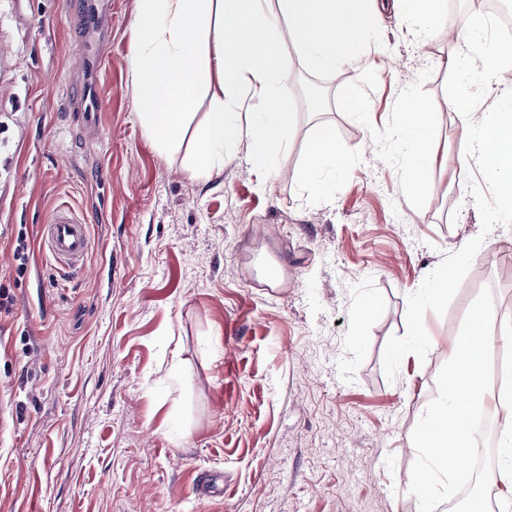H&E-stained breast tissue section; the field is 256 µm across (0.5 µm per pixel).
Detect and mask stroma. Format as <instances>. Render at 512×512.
Here are the masks:
<instances>
[{
	"instance_id": "stroma-1",
	"label": "stroma",
	"mask_w": 512,
	"mask_h": 512,
	"mask_svg": "<svg viewBox=\"0 0 512 512\" xmlns=\"http://www.w3.org/2000/svg\"><path fill=\"white\" fill-rule=\"evenodd\" d=\"M81 7L0 0V285L13 299L0 314V512H441L462 482L422 503L421 431L472 309L512 317V226L485 238L445 313H425L426 359L404 357L391 381L383 350L406 331L408 296L481 231L441 64L475 0H442L424 38L385 14L359 67L316 70L286 45L287 150L257 168L247 142L227 143L207 179L187 168L209 94L167 146L137 118L138 0H112L88 137L74 110ZM406 92L438 114V162L416 189L389 134ZM318 124L343 148L371 143L319 193L301 182ZM62 202L94 242L65 288L36 244Z\"/></svg>"
}]
</instances>
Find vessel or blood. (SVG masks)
Instances as JSON below:
<instances>
[{"mask_svg": "<svg viewBox=\"0 0 512 512\" xmlns=\"http://www.w3.org/2000/svg\"><path fill=\"white\" fill-rule=\"evenodd\" d=\"M111 9L107 0H84L81 14L90 37L81 59L84 78H91L106 65L102 33L108 27ZM39 243L61 274L81 271L83 261L92 249L87 224L66 203L56 207L46 223L40 226Z\"/></svg>", "mask_w": 512, "mask_h": 512, "instance_id": "1", "label": "vessel or blood"}]
</instances>
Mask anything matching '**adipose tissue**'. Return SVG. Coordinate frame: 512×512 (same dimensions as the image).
<instances>
[{
    "label": "adipose tissue",
    "mask_w": 512,
    "mask_h": 512,
    "mask_svg": "<svg viewBox=\"0 0 512 512\" xmlns=\"http://www.w3.org/2000/svg\"><path fill=\"white\" fill-rule=\"evenodd\" d=\"M134 24L137 50L132 82L140 123L159 143L177 139L200 91H210L212 112L196 130L198 153L192 177H210L224 163L226 142L246 139L247 160L256 167L284 152L293 126L291 102L281 90L287 68L279 26L288 22L299 55L314 69H341L360 63L359 49L380 31L383 10L411 18L424 30L442 20L440 0H138ZM246 95H239L240 86ZM232 97L247 119H228L224 99ZM438 115L430 104L404 94L393 130L407 162L411 185L424 183L435 163L432 131ZM350 152L324 127L309 137L306 177L315 180L324 168L347 166ZM482 352L471 336L452 345L450 371L466 369L465 378L448 384L442 400L430 407L427 426L432 437L422 453L431 461L419 481L423 499H431L438 477L453 479L456 461L450 447L468 444L473 408L487 404L482 387Z\"/></svg>",
    "instance_id": "ef3b65f1"
}]
</instances>
